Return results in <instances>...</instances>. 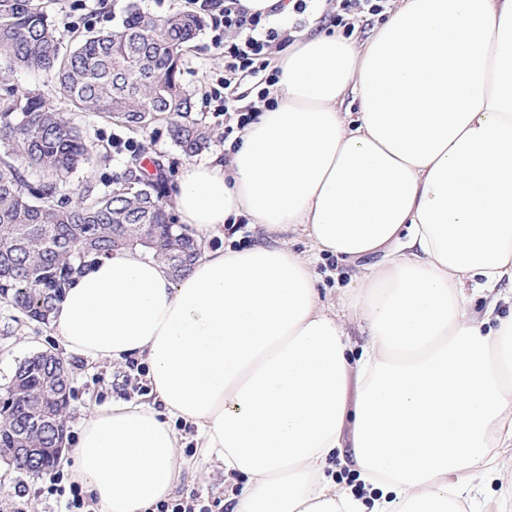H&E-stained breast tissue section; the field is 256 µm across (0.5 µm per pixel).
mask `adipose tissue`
Masks as SVG:
<instances>
[{
	"label": "adipose tissue",
	"mask_w": 512,
	"mask_h": 512,
	"mask_svg": "<svg viewBox=\"0 0 512 512\" xmlns=\"http://www.w3.org/2000/svg\"><path fill=\"white\" fill-rule=\"evenodd\" d=\"M275 65L276 107L175 193L196 239L243 216L269 242L177 279L104 257L53 313L69 351L143 357L161 402L92 412L72 478L100 512H147L183 422L245 476L233 512H460L512 452V0H395L364 42L303 35ZM323 253L373 263L326 303ZM343 452L364 495L326 472Z\"/></svg>",
	"instance_id": "adipose-tissue-1"
}]
</instances>
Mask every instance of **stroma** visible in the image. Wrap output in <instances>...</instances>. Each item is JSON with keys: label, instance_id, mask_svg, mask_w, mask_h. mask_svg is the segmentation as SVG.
Here are the masks:
<instances>
[{"label": "stroma", "instance_id": "1", "mask_svg": "<svg viewBox=\"0 0 512 512\" xmlns=\"http://www.w3.org/2000/svg\"><path fill=\"white\" fill-rule=\"evenodd\" d=\"M78 0H54L53 19L64 47H73L78 35L86 30H107L124 19L130 0H85L87 10L93 11L92 22L69 27L66 16ZM224 68V56L210 45L208 30H201L193 48L185 56L183 80L197 93H204L207 83ZM14 82L20 90H37L81 127L100 146L102 154L78 171L73 179V192H82L85 185L103 188L112 181L129 158L128 152H117L115 141H132L146 145L151 157L163 162L170 181H177L187 159L175 147L166 131L164 122H156L145 134H135L95 114L77 111L61 98L53 81L32 71H18ZM50 350L63 358L71 376L74 408L69 423V436H76L83 419L97 407L113 401H146L150 395L126 386L123 366L103 359H93L69 352L53 327L29 320L7 303L0 302V393L9 385L18 362L37 351ZM244 479L239 475L225 476L223 466L203 463L192 469L182 470L177 495L197 494L214 505V512H231L233 497ZM25 489L28 493L29 512H65L67 494L50 489L48 475H29L17 472L0 460V512H10L15 492Z\"/></svg>", "mask_w": 512, "mask_h": 512}]
</instances>
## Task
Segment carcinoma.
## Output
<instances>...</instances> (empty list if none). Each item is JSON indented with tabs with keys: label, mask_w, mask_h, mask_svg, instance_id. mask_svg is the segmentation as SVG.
<instances>
[{
	"label": "carcinoma",
	"mask_w": 512,
	"mask_h": 512,
	"mask_svg": "<svg viewBox=\"0 0 512 512\" xmlns=\"http://www.w3.org/2000/svg\"><path fill=\"white\" fill-rule=\"evenodd\" d=\"M200 26L194 15L158 16L133 0L120 27L85 34L64 52L46 0H0V57L10 62L0 71V300L29 319L49 323L73 276L116 252L139 248L176 278L199 255L173 222L164 165L148 170L143 150L114 188L59 195L97 144L42 95L10 84L14 68L45 74L79 111L133 132L165 116L169 139L190 158L214 138L183 81V51ZM8 391L18 400L0 407V459L15 466L14 449L40 448L26 472H46L67 438L70 383L52 360L30 356Z\"/></svg>",
	"instance_id": "1"
}]
</instances>
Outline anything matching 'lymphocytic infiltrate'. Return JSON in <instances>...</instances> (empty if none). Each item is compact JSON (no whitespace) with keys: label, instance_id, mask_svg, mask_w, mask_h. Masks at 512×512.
I'll use <instances>...</instances> for the list:
<instances>
[{"label":"lymphocytic infiltrate","instance_id":"f902f5d3","mask_svg":"<svg viewBox=\"0 0 512 512\" xmlns=\"http://www.w3.org/2000/svg\"><path fill=\"white\" fill-rule=\"evenodd\" d=\"M203 17L213 47L224 52V70L213 78L205 101L224 116V134L244 129L260 107L268 102L269 88L279 77L277 55L304 31L327 24L347 31L364 28L370 17L387 15L391 0H287V8L261 14L250 11L242 0H186ZM261 82L255 104H239L238 91L246 78Z\"/></svg>","mask_w":512,"mask_h":512}]
</instances>
